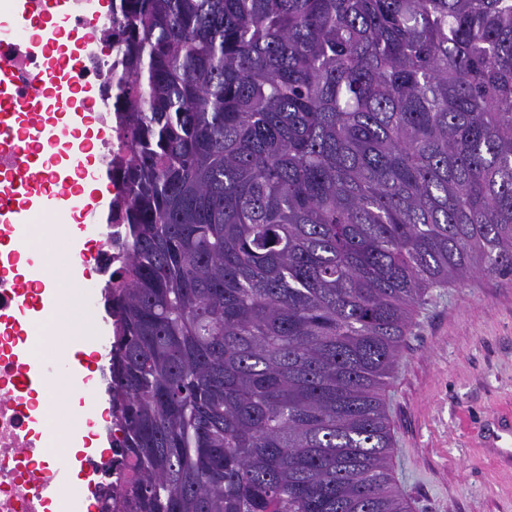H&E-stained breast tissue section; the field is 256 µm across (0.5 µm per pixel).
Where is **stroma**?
<instances>
[{"mask_svg": "<svg viewBox=\"0 0 512 512\" xmlns=\"http://www.w3.org/2000/svg\"><path fill=\"white\" fill-rule=\"evenodd\" d=\"M68 277L102 288L94 243L62 241ZM390 473L411 512H512V471L481 429L512 409V282L476 274L431 289L384 389Z\"/></svg>", "mask_w": 512, "mask_h": 512, "instance_id": "obj_1", "label": "stroma"}]
</instances>
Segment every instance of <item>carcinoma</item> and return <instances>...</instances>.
<instances>
[{
    "instance_id": "cac0c4a2",
    "label": "carcinoma",
    "mask_w": 512,
    "mask_h": 512,
    "mask_svg": "<svg viewBox=\"0 0 512 512\" xmlns=\"http://www.w3.org/2000/svg\"><path fill=\"white\" fill-rule=\"evenodd\" d=\"M101 512H410L385 378L512 279V0H112Z\"/></svg>"
}]
</instances>
